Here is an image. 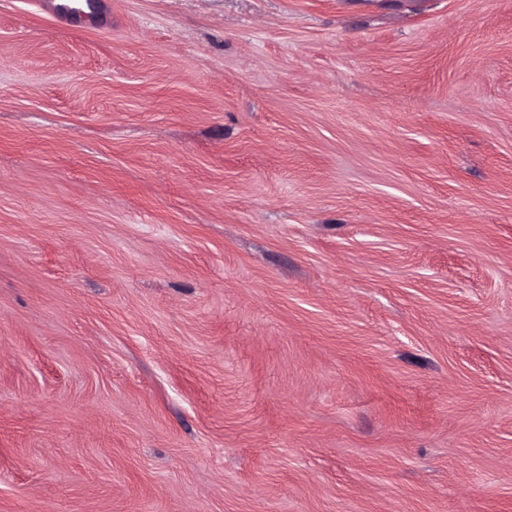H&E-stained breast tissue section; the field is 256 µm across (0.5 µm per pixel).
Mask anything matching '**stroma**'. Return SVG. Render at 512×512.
I'll return each mask as SVG.
<instances>
[{
	"label": "stroma",
	"mask_w": 512,
	"mask_h": 512,
	"mask_svg": "<svg viewBox=\"0 0 512 512\" xmlns=\"http://www.w3.org/2000/svg\"><path fill=\"white\" fill-rule=\"evenodd\" d=\"M0 0V512H512V0ZM85 2L82 8L70 7L66 1L63 0H52L50 1V13L51 15L60 22H67L75 19L77 13L81 12L85 14L86 19L94 21L96 25L107 27V16L105 15V3L99 0H83ZM103 16L106 22L103 23Z\"/></svg>",
	"instance_id": "1"
}]
</instances>
